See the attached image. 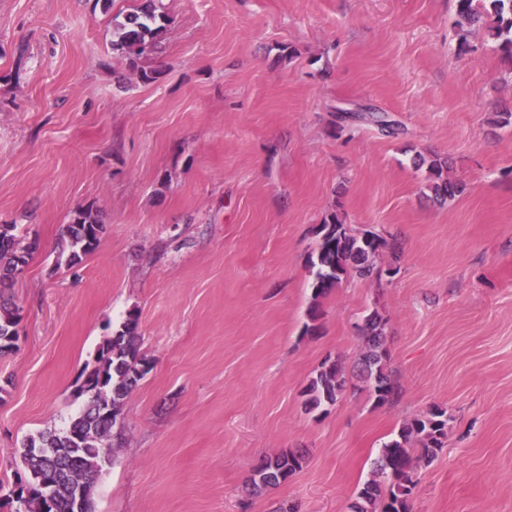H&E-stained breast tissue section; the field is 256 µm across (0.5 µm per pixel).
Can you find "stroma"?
I'll use <instances>...</instances> for the list:
<instances>
[{"mask_svg": "<svg viewBox=\"0 0 512 512\" xmlns=\"http://www.w3.org/2000/svg\"><path fill=\"white\" fill-rule=\"evenodd\" d=\"M132 75L94 0H0V224L39 247L11 290L0 355V486L15 452L65 429L76 381L129 311L152 368L124 401L95 512H350L381 443L440 407L448 439L409 512H512V60L460 36L456 0H162ZM397 127L336 128L344 111ZM466 191L440 203L419 158ZM97 210L98 248L60 262L63 224ZM397 245L305 325L320 224ZM396 274H388L390 265ZM386 320L394 402L356 377L358 327ZM341 399L307 411L325 361ZM283 448L286 483L248 476ZM306 455L300 449H285L263 458L249 475V483L254 491L275 486L293 477L303 469Z\"/></svg>", "mask_w": 512, "mask_h": 512, "instance_id": "obj_1", "label": "stroma"}]
</instances>
